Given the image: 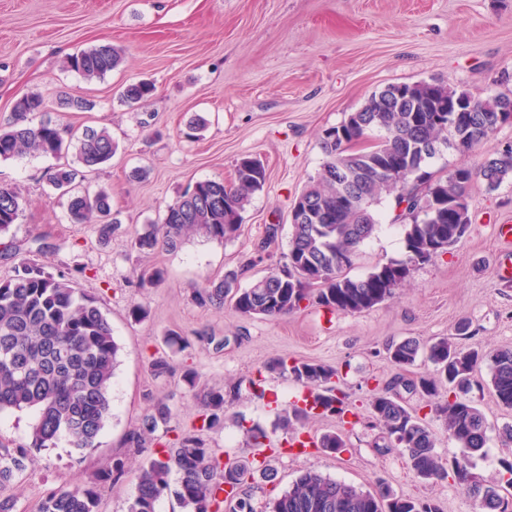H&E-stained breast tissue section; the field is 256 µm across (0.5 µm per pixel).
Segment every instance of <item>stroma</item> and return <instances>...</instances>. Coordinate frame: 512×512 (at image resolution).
Wrapping results in <instances>:
<instances>
[{
  "label": "stroma",
  "mask_w": 512,
  "mask_h": 512,
  "mask_svg": "<svg viewBox=\"0 0 512 512\" xmlns=\"http://www.w3.org/2000/svg\"><path fill=\"white\" fill-rule=\"evenodd\" d=\"M101 43L122 49L116 69L93 80L63 69L66 56ZM139 80L152 81L154 94L132 106L123 103L124 87ZM417 81L482 96L512 91V0H0V126L11 121L19 98L36 93L46 113L31 115V122L47 116L74 135L104 127L118 145L100 170L72 185L79 193L107 191L117 226L108 238L98 225L72 223L66 196L50 181L51 172L73 162L74 150L0 160V185L15 188L22 204L19 220L0 236V280L12 276L18 248L55 275L84 266L76 286L97 299L119 346L112 414L99 448L78 451L63 435L53 447L34 451L12 489L18 512H38L49 489L91 484L115 457L127 458L130 472L103 488L99 512H127L139 458L130 455L124 439L141 426L148 396L174 405L172 432L191 427L197 417L192 394L178 376L156 378L150 371L171 331L188 342L173 353L174 368H197L209 386H242L223 430L204 435L210 447L231 455L252 457L246 429L255 423L273 443L283 441L275 427L278 410L301 386L275 377L266 383L265 398L252 396L246 383L267 360H316L344 377L342 389L359 422L343 427L337 419L318 418L309 430L341 429L346 450L278 455V483L253 491L256 512H265L267 502L306 470L365 490L382 477L398 492L434 499L442 512H477L473 498L453 483L417 481L399 449L380 452L366 402L375 385L400 372L388 358L389 342L445 336L464 348H512V279L501 274L506 256L495 238L496 225L512 223V181L493 192L473 182L468 234L447 253L413 267L404 288L370 310L347 315L311 305L276 319L245 318L231 307H202L191 299L195 289L248 258L266 225H280L273 252L286 253L294 200L326 159L323 130L386 85ZM65 97L89 107L64 108ZM196 114L207 125L191 139L185 124ZM509 145L512 125L471 154L442 149L429 168L447 174ZM244 157L264 164L267 182L244 212L238 238L221 243L194 237L173 251L130 250L135 232L161 223L168 206L196 182L231 183ZM139 168L147 178L131 180ZM375 211L380 228L354 257L350 276L406 254L404 230L393 221V198L382 199ZM39 243L44 251H36ZM154 266L164 269V281L139 287L140 271ZM136 304L147 309L145 319L131 317ZM463 321L468 330L462 334ZM202 331L230 342L214 351L199 339ZM489 376V365H482L475 375L480 386L471 392L489 426L486 452L471 463L484 485L495 487L501 459L512 456V446L499 438L512 425V410L484 389Z\"/></svg>",
  "instance_id": "stroma-1"
}]
</instances>
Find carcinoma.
Returning <instances> with one entry per match:
<instances>
[{
  "label": "carcinoma",
  "mask_w": 512,
  "mask_h": 512,
  "mask_svg": "<svg viewBox=\"0 0 512 512\" xmlns=\"http://www.w3.org/2000/svg\"><path fill=\"white\" fill-rule=\"evenodd\" d=\"M121 52L110 43L66 57V68L93 79L115 69ZM154 86L145 81L128 85L122 99L138 103L152 95ZM471 97L446 84L416 82L391 84L370 95L361 107L345 114L334 127L346 131L354 146L344 148L322 132L326 161L320 172L308 178L297 196L309 215L291 225L284 264H273L268 251L280 225L270 224L266 235L247 261L224 272L195 290L200 306L222 307L232 302L234 311L246 318H278L301 309L303 303L344 314L369 310L396 295L413 267L429 263L457 244L471 224L468 203L453 208L448 200L467 195L471 183L480 179L490 191L512 179V149L494 152L478 165L461 164L447 176L427 169L428 160L443 147L461 153L485 143L499 129L498 111L512 105L504 93L477 97L471 112H437V100ZM44 99L30 94L14 105V119L0 130V159L24 156H58L65 139L62 126L49 118L38 124L28 115L42 112ZM117 144L104 128H86L77 138V167L57 168L50 180L66 190L78 169L94 172L112 159ZM267 180L264 165L255 158L237 162L234 181L196 182V193H183L168 207L159 224H147L131 239L130 246L148 252L163 245L177 249L187 238L199 236L227 242L239 236L251 197ZM385 197L394 199L404 222L406 255L375 267L363 278L345 271L352 258L375 233L378 221L374 206ZM67 209L75 224H94L111 211L104 191L77 193L68 197ZM21 214L17 191L0 186V235L9 231ZM265 261L269 271L248 286L244 273ZM119 347L112 327L95 298L73 287L64 274L55 276L34 261L23 259L14 275L0 283V412L32 409L36 420L32 447L50 448L61 434L79 450L97 447L98 438L111 415L110 388ZM390 361L405 369L421 355L433 372L413 378L400 374L370 395L367 410L381 429L380 448H399L407 467L423 483L451 480L479 504L481 512H508L509 501L500 490L488 487L471 471L470 457L486 447V418L468 397L471 377L478 364L490 362L491 388L497 403L512 409V348L488 355L477 348L464 349L446 337L408 338L389 346ZM154 377L173 373L168 356L151 361ZM289 377L307 387L320 401L321 410L309 412L296 406L283 409L276 427L293 439L319 417L345 422L350 409L346 394L335 386L336 367L313 361L269 359L250 380L254 394H266L265 374ZM180 381L192 391L201 425L183 431L165 443L156 432L170 431L173 408L164 398L149 397L148 412L140 428L126 440L135 453L145 456L137 468V483L128 512H155L156 502L168 491L185 512H255L252 489L257 481L276 484L278 471L272 464L271 439L265 428H246L249 448H268L262 459H223L200 437L202 431H219L229 406L237 399V387H210L200 383L198 371L186 366ZM421 396L424 407L442 421L448 439L463 455L446 458L436 449V439L424 420L405 405L400 391ZM346 448L342 434L328 430L318 436V449L337 454ZM28 448L0 446V512H17L15 497L1 492L26 469ZM126 474L123 458L113 459L92 485L55 488L43 498L38 512H98L100 488L119 482ZM176 488H171V483ZM271 512H440L431 499L407 496L380 481L376 489L362 490L309 470L298 476L272 502Z\"/></svg>",
  "instance_id": "obj_1"
}]
</instances>
